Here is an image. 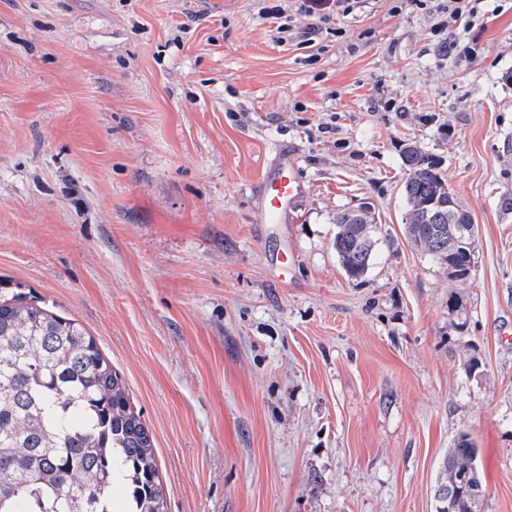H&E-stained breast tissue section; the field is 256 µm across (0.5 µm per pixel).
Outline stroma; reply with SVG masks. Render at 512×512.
<instances>
[{
    "instance_id": "1",
    "label": "stroma",
    "mask_w": 512,
    "mask_h": 512,
    "mask_svg": "<svg viewBox=\"0 0 512 512\" xmlns=\"http://www.w3.org/2000/svg\"><path fill=\"white\" fill-rule=\"evenodd\" d=\"M437 4L0 0V281L119 372L166 512H437L463 432L512 512V0L452 55ZM408 142L478 227L468 280L405 238ZM281 147L304 191L267 224ZM372 210V204L365 202L336 215L333 246L342 268L350 278L364 276L375 254L379 238Z\"/></svg>"
}]
</instances>
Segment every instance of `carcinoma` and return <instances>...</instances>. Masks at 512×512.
I'll return each mask as SVG.
<instances>
[{"mask_svg":"<svg viewBox=\"0 0 512 512\" xmlns=\"http://www.w3.org/2000/svg\"><path fill=\"white\" fill-rule=\"evenodd\" d=\"M402 161L408 243L468 280L476 252L452 237L471 216L442 159L408 143ZM376 229L369 202L336 214L333 246L348 277L367 273ZM153 448L119 373L84 328L20 293L0 297V512H115L119 481L123 512H166ZM455 453L478 460L466 433L448 457Z\"/></svg>","mask_w":512,"mask_h":512,"instance_id":"obj_1","label":"carcinoma"}]
</instances>
